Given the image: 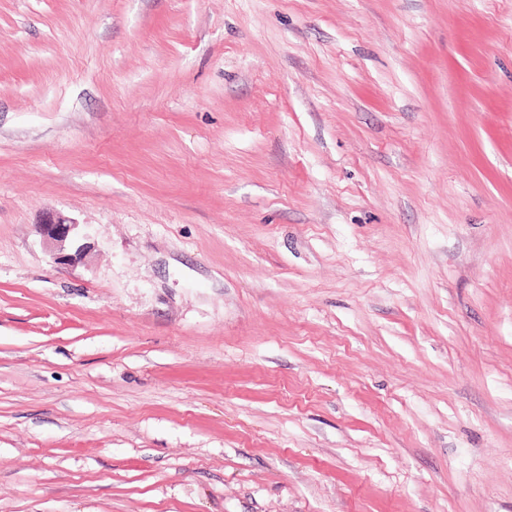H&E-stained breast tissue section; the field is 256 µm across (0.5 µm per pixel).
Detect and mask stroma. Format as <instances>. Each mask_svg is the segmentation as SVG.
<instances>
[{"label": "stroma", "mask_w": 512, "mask_h": 512, "mask_svg": "<svg viewBox=\"0 0 512 512\" xmlns=\"http://www.w3.org/2000/svg\"><path fill=\"white\" fill-rule=\"evenodd\" d=\"M0 512H512V0H0ZM78 224L57 212H47L42 227L47 240L60 244V248L68 241L71 245L76 243L75 230Z\"/></svg>", "instance_id": "obj_1"}]
</instances>
